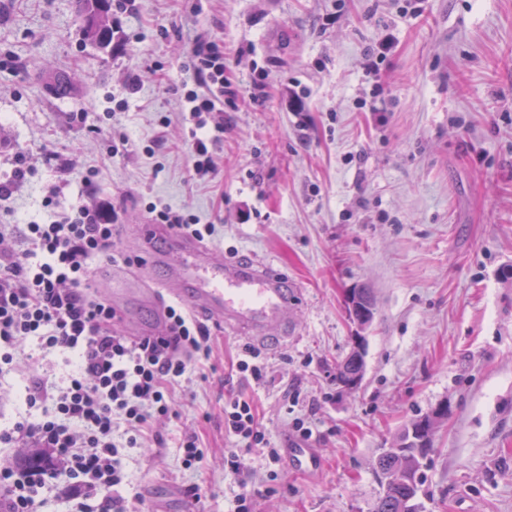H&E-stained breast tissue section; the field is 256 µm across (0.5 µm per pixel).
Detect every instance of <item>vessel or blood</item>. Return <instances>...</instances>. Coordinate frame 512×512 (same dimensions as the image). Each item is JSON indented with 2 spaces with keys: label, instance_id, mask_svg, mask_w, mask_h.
Here are the masks:
<instances>
[{
  "label": "vessel or blood",
  "instance_id": "1",
  "mask_svg": "<svg viewBox=\"0 0 512 512\" xmlns=\"http://www.w3.org/2000/svg\"><path fill=\"white\" fill-rule=\"evenodd\" d=\"M141 239L152 263L164 270L171 296L220 316L225 326L252 340L287 339L299 291L270 263L225 259L164 224L142 225Z\"/></svg>",
  "mask_w": 512,
  "mask_h": 512
}]
</instances>
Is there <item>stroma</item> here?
<instances>
[{
	"label": "stroma",
	"instance_id": "1",
	"mask_svg": "<svg viewBox=\"0 0 512 512\" xmlns=\"http://www.w3.org/2000/svg\"><path fill=\"white\" fill-rule=\"evenodd\" d=\"M114 20L122 41L107 55L81 41L74 0H0V174L20 150L36 170L0 222L41 220L44 189L61 179V206L78 203L92 170L119 211L135 287L163 277L138 232L148 203L171 200L213 225L207 246L271 260L300 292L277 351L198 314L208 380L179 383L180 419L155 425L163 447L128 450L130 493L180 512L198 486L195 512H230L241 488L224 472V397L240 394L283 452L274 467L254 459L252 512H374L381 449L444 404L422 512H512V0H136ZM199 42L223 51L237 94L205 182L190 175L175 92L193 81ZM131 71L143 76L134 93ZM119 131L132 144L114 155ZM46 147L70 169L47 163ZM361 288L374 303L363 328L348 314ZM358 335L364 376L349 391L335 368ZM251 350L264 383L232 373ZM185 429L207 452L196 470L182 466ZM298 445L317 471L291 473Z\"/></svg>",
	"mask_w": 512,
	"mask_h": 512
}]
</instances>
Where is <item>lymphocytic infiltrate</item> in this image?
I'll use <instances>...</instances> for the list:
<instances>
[{"label": "lymphocytic infiltrate", "mask_w": 512, "mask_h": 512, "mask_svg": "<svg viewBox=\"0 0 512 512\" xmlns=\"http://www.w3.org/2000/svg\"><path fill=\"white\" fill-rule=\"evenodd\" d=\"M194 85L182 93L194 126L189 159L194 178L214 173L210 147L224 131V54L195 48ZM84 199L63 208L66 187L47 185L46 221L0 225V375L18 370L28 344L40 355L69 353L73 369L26 375L23 410L0 421V447L28 450L21 462L0 460V512H44L47 496L66 489V512H147L140 496H127L126 449L143 447L154 424L176 416L175 387L199 374L211 353L210 332L180 308L165 312L158 337L124 336L112 305L88 288L95 262L114 259L111 198L99 196L84 176ZM153 223L202 239L213 225L187 208L150 203ZM224 431L234 440L224 469L242 483L253 455L281 460L261 428L254 404L236 395L224 401Z\"/></svg>", "instance_id": "obj_1"}]
</instances>
